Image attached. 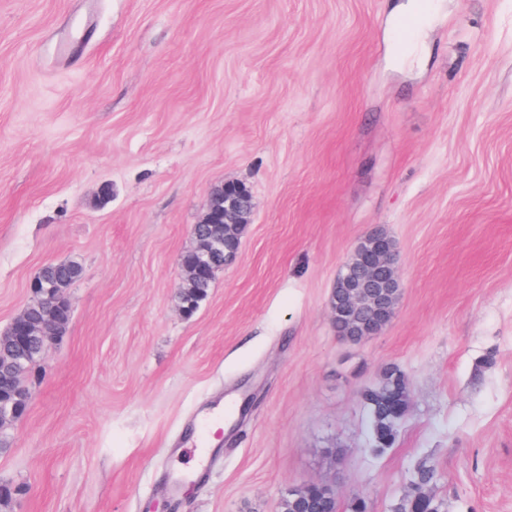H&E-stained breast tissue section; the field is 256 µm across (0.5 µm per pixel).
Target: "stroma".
<instances>
[{
    "mask_svg": "<svg viewBox=\"0 0 512 512\" xmlns=\"http://www.w3.org/2000/svg\"><path fill=\"white\" fill-rule=\"evenodd\" d=\"M0 0V333L49 263L70 321L0 427V512H278L335 484L392 512H512V0ZM254 209L191 316L180 257L213 190ZM394 239L391 322L338 338L336 276ZM398 365L395 445L361 394ZM233 406L202 469L200 418ZM81 271V267L75 263L47 264L41 269L40 278L47 285L65 279L70 286L80 277Z\"/></svg>",
    "mask_w": 512,
    "mask_h": 512,
    "instance_id": "35a3bbf8",
    "label": "stroma"
}]
</instances>
